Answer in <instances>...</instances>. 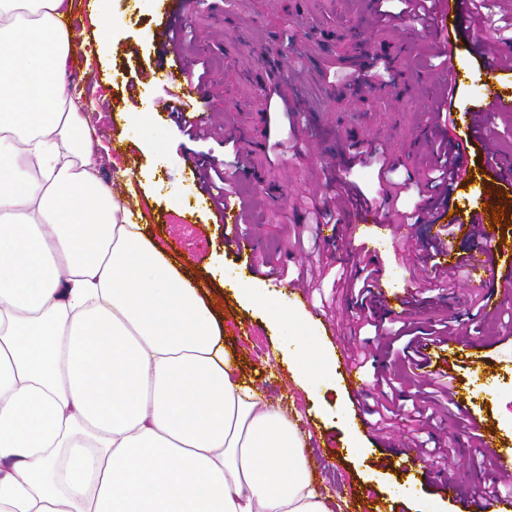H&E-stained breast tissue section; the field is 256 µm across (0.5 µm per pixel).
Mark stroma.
<instances>
[{
	"instance_id": "obj_1",
	"label": "stroma",
	"mask_w": 512,
	"mask_h": 512,
	"mask_svg": "<svg viewBox=\"0 0 512 512\" xmlns=\"http://www.w3.org/2000/svg\"><path fill=\"white\" fill-rule=\"evenodd\" d=\"M209 8L185 19L186 59L209 62L210 82L198 101L210 129L189 137L171 126L165 106L169 90L157 83L137 96L136 108L157 125L170 126L169 155L156 157L124 141L121 115L130 85L139 83L143 72L154 64L157 46V15L136 9L133 0H112V13L120 21L112 35V48L104 55L91 49L94 39L89 18H81L74 33V51L83 52L80 66L69 69L66 92L70 98L88 103L93 144L103 165L105 182L129 181L138 211L158 242L180 240L178 258L190 274L207 281L211 295L224 311V339L240 358L244 376H251L255 362H263L271 386L281 388L280 406L285 412L301 413L304 421L323 436L344 442L339 410L346 396L343 388L323 387L308 393L293 382L281 352L275 349V334L265 317L241 307L231 289L209 277L215 261L235 270L236 256L227 247L220 230L207 211L197 212L191 223H182L170 207L171 195L193 199L195 185L190 168L198 163L223 166L239 192L253 201L243 233L253 237L259 253L277 255L288 266V278L301 283L308 261L320 257L328 277L321 289L311 291L314 307L333 321L336 339L347 351L365 349L376 371L395 375L405 389L425 379L414 362L390 356L374 335L373 322L385 320L430 330L449 316H456L464 343L456 345V363H449L447 347H431L439 382L454 390L466 386L465 366L478 361L482 387L474 405L473 420L452 416L440 423H426L424 436L450 453L440 463L457 484L477 488L493 478L488 464L478 463L475 433L493 437L500 452L512 450V297L497 316L481 318L486 291L477 282L457 281L443 299H427L426 270L433 265L428 246L429 227H414L412 244L395 245V224L401 212L424 205V197L409 190L397 198H386L377 171L351 165L349 159L363 142L384 149L394 162L395 181L421 179L426 156L435 139V127H448L467 111L477 109L483 83L481 58L471 46L457 44L454 64L465 73L463 86L451 105L435 114L439 95L436 72L426 61V52L437 36L432 30L409 23L376 24L371 0H209ZM469 26L482 36L487 52L512 61V0H497L493 8H478L467 16ZM363 32L372 57L392 61L391 78L400 83L399 95L389 94L386 84L359 82L350 85L358 64L350 48L352 30ZM297 48L296 57L282 65L280 73L269 71L265 60L279 54L284 43ZM282 84L292 110L289 123L268 128L265 114L267 93ZM284 140L289 150L273 154L270 141ZM462 159L477 178L486 182L482 198L473 209L483 216L501 210L499 222L482 226L480 232L493 242L512 247V185L499 181L486 165L481 143L464 146ZM357 183L387 219L362 224L354 235L324 238L310 211L316 197L333 198L340 180ZM376 269L386 295L411 294L403 310L389 311L384 302L357 303L352 294L332 281L337 271L357 274L363 267ZM249 323L252 335L240 336L236 328ZM416 431L405 416L393 419L390 430L367 435L371 456L362 461H337L326 457L318 473L321 489H335L338 501L351 500L369 475H393L391 461L397 451L410 447Z\"/></svg>"
}]
</instances>
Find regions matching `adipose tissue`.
Here are the masks:
<instances>
[{
	"mask_svg": "<svg viewBox=\"0 0 512 512\" xmlns=\"http://www.w3.org/2000/svg\"><path fill=\"white\" fill-rule=\"evenodd\" d=\"M73 0H0V512H332L298 420L238 374L204 287L121 218L64 96ZM237 300L312 391L336 358L284 294Z\"/></svg>",
	"mask_w": 512,
	"mask_h": 512,
	"instance_id": "ef3b65f1",
	"label": "adipose tissue"
}]
</instances>
